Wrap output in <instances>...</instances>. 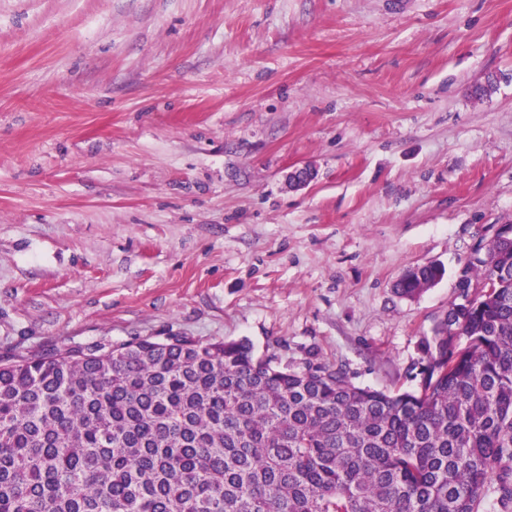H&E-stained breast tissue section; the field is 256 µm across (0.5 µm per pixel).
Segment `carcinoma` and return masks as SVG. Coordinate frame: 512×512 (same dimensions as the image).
<instances>
[{
  "instance_id": "1",
  "label": "carcinoma",
  "mask_w": 512,
  "mask_h": 512,
  "mask_svg": "<svg viewBox=\"0 0 512 512\" xmlns=\"http://www.w3.org/2000/svg\"><path fill=\"white\" fill-rule=\"evenodd\" d=\"M461 276L493 288L435 325L412 391L247 340L0 357V512H512V238Z\"/></svg>"
}]
</instances>
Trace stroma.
<instances>
[{
  "instance_id": "35a3bbf8",
  "label": "stroma",
  "mask_w": 512,
  "mask_h": 512,
  "mask_svg": "<svg viewBox=\"0 0 512 512\" xmlns=\"http://www.w3.org/2000/svg\"><path fill=\"white\" fill-rule=\"evenodd\" d=\"M504 224L512 0H0V356L246 339L411 389ZM444 272L443 267L437 264L417 266L396 282L395 292L400 297L414 298L442 279Z\"/></svg>"
}]
</instances>
